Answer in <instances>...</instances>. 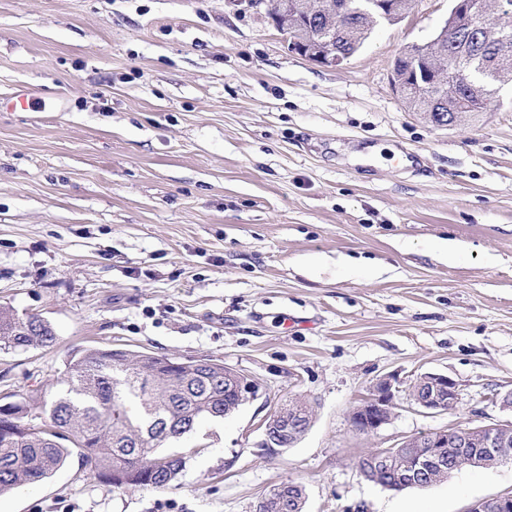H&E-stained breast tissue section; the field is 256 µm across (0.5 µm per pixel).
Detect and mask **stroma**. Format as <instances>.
I'll return each instance as SVG.
<instances>
[{"label": "stroma", "instance_id": "1", "mask_svg": "<svg viewBox=\"0 0 512 512\" xmlns=\"http://www.w3.org/2000/svg\"><path fill=\"white\" fill-rule=\"evenodd\" d=\"M449 0H413L336 67L289 51L248 0H0V307L53 328L0 350V403L43 401L88 347L218 359L259 385L183 440L164 490L102 483L78 456L0 495V512H256L294 479L306 512H468L512 492V461L401 492L356 467L407 436L512 421V89L438 127L389 84ZM448 375L449 412L414 407ZM399 406L377 435L352 411L376 379ZM297 399L311 427L261 448ZM411 401L417 408L428 412H447L456 407V383L448 375L426 373L420 375L411 388ZM282 417L281 412L279 413V409L274 411L268 418L265 424V432H264V442L262 443L266 448H281L283 444L281 443L282 438L286 434V429L290 422L288 420L280 421ZM279 422L278 424H276Z\"/></svg>", "mask_w": 512, "mask_h": 512}]
</instances>
